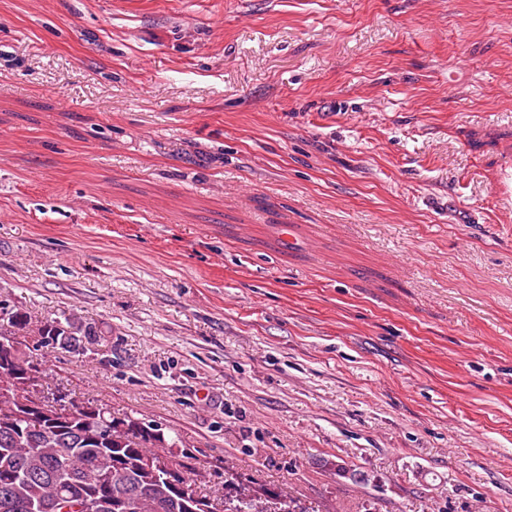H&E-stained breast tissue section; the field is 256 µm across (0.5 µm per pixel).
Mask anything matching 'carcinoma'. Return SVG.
Here are the masks:
<instances>
[{"label": "carcinoma", "instance_id": "obj_1", "mask_svg": "<svg viewBox=\"0 0 512 512\" xmlns=\"http://www.w3.org/2000/svg\"><path fill=\"white\" fill-rule=\"evenodd\" d=\"M35 336L37 346L68 352L93 336L78 327V317L32 316L14 306H0V331ZM27 366L42 367L23 348L0 362V512H39L37 505L66 500L67 512L107 491L112 512H308L273 490L260 496L250 487L225 480L231 492L211 499L198 492L202 476L194 458L175 456L179 436H167L156 424L132 415H112L92 400L79 404L60 391H42L49 415L32 423L34 394L19 375Z\"/></svg>", "mask_w": 512, "mask_h": 512}]
</instances>
